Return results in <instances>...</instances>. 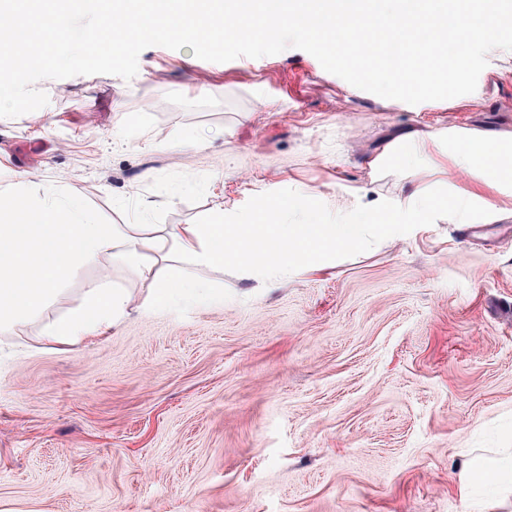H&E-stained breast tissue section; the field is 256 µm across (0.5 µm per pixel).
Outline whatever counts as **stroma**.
Here are the masks:
<instances>
[{
  "label": "stroma",
  "mask_w": 512,
  "mask_h": 512,
  "mask_svg": "<svg viewBox=\"0 0 512 512\" xmlns=\"http://www.w3.org/2000/svg\"><path fill=\"white\" fill-rule=\"evenodd\" d=\"M48 104L0 118V183L58 188L106 224L250 221L259 202L320 195L324 223L437 180L398 163L399 135L512 134V51L474 93L410 105L289 48L225 63L146 48L131 81L45 79ZM474 234L435 218L277 285L187 266L207 307L145 309L104 256L46 310L96 284L123 322L70 347L44 322L0 329V512H472L459 475L512 448V197Z\"/></svg>",
  "instance_id": "stroma-1"
}]
</instances>
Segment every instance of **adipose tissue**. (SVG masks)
Here are the masks:
<instances>
[{
	"label": "adipose tissue",
	"instance_id": "1",
	"mask_svg": "<svg viewBox=\"0 0 512 512\" xmlns=\"http://www.w3.org/2000/svg\"><path fill=\"white\" fill-rule=\"evenodd\" d=\"M450 170L467 171L472 185L463 190L455 182L445 188L417 185L403 199L373 211H357L341 204L339 220L320 221L318 196L306 193L296 200L261 203L247 224H228L223 210H215L206 224H103L84 206L62 201L55 188L41 197L29 196L23 186L0 187V329L29 319H44L51 300L77 269L102 256L128 267L146 290L147 307L183 301L207 305L220 289L184 275L178 262L190 258L197 266L220 268L234 264L270 282L304 269L320 271L333 245L360 243L368 230L395 234L397 227L424 223L435 212L464 224L484 203L485 191L512 194V138L480 131L463 135L443 162ZM302 208L305 221L271 224L269 211ZM130 299L125 290L96 285L82 302L60 319L44 320L43 335L52 342L78 345L119 323ZM494 474V495L512 499V448L480 451L465 464L458 485L470 498L485 474Z\"/></svg>",
	"mask_w": 512,
	"mask_h": 512
}]
</instances>
